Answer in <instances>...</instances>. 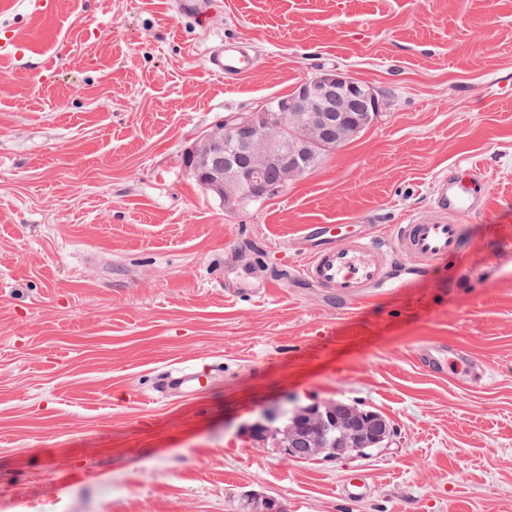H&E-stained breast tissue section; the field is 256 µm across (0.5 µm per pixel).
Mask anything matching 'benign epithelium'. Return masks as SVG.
<instances>
[{
	"label": "benign epithelium",
	"mask_w": 512,
	"mask_h": 512,
	"mask_svg": "<svg viewBox=\"0 0 512 512\" xmlns=\"http://www.w3.org/2000/svg\"><path fill=\"white\" fill-rule=\"evenodd\" d=\"M380 108L373 85L340 69H323L302 79L291 97L217 123L187 152L186 168L224 209L235 210L246 189L270 198L303 179L327 141L347 144L373 123ZM271 168L277 171L274 183L266 179ZM291 416L311 423L312 447L335 446L329 429L339 422L332 409L301 406Z\"/></svg>",
	"instance_id": "obj_1"
}]
</instances>
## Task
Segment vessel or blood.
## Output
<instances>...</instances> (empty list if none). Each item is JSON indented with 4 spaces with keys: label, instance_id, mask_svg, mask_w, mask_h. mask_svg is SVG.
Returning a JSON list of instances; mask_svg holds the SVG:
<instances>
[{
    "label": "vessel or blood",
    "instance_id": "b4317fda",
    "mask_svg": "<svg viewBox=\"0 0 512 512\" xmlns=\"http://www.w3.org/2000/svg\"><path fill=\"white\" fill-rule=\"evenodd\" d=\"M207 68L231 85L252 73L253 63L242 42L227 39L209 53ZM436 184L434 204L440 212L465 213L486 204L485 198L463 185L456 174H443ZM301 240L304 261L297 268L298 278L340 302L367 298L380 288L402 287L406 270L393 267L392 254L413 256L424 272L437 260L462 251L460 225L445 220L390 225L383 242L362 233L343 232L338 224H310L304 226ZM416 360L435 375L451 369L467 373L475 385L481 384L485 373L484 363L458 345L422 346ZM197 378V372L186 367L168 369L159 379L155 393L160 397L189 393ZM370 491L365 476L358 473L344 478L338 488L341 498L353 501L366 497Z\"/></svg>",
    "mask_w": 512,
    "mask_h": 512
}]
</instances>
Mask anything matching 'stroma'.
I'll use <instances>...</instances> for the list:
<instances>
[{
	"label": "stroma",
	"mask_w": 512,
	"mask_h": 512,
	"mask_svg": "<svg viewBox=\"0 0 512 512\" xmlns=\"http://www.w3.org/2000/svg\"><path fill=\"white\" fill-rule=\"evenodd\" d=\"M31 0L0 32V512H512V0ZM254 72L206 67L225 37ZM338 68L383 108L262 203L226 211L184 157L224 115ZM465 166L487 209L448 214L460 256L399 293L332 304L281 275L307 224L432 220ZM445 340L487 365L420 368ZM197 394L153 399L184 362ZM341 400L383 416L365 458L284 455L257 426ZM353 471L364 500L337 487ZM370 491L371 486L365 475L354 473L342 480L338 495L343 499L357 501L369 495Z\"/></svg>",
	"instance_id": "1"
}]
</instances>
